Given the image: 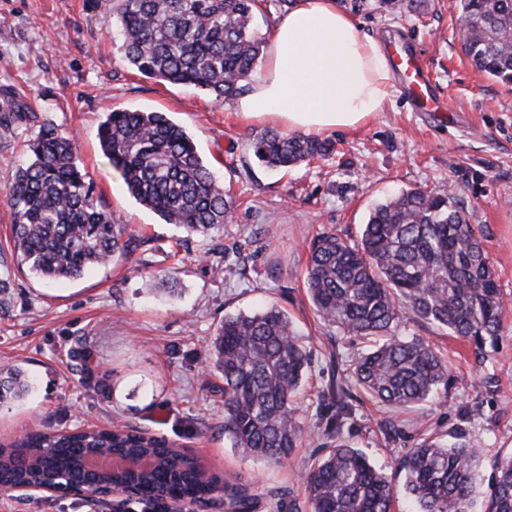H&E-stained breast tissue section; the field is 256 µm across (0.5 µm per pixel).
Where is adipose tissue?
Instances as JSON below:
<instances>
[{"label": "adipose tissue", "mask_w": 512, "mask_h": 512, "mask_svg": "<svg viewBox=\"0 0 512 512\" xmlns=\"http://www.w3.org/2000/svg\"><path fill=\"white\" fill-rule=\"evenodd\" d=\"M395 94L381 44L336 0H294L277 16L262 72L235 110L248 121L320 135L362 126Z\"/></svg>", "instance_id": "obj_1"}]
</instances>
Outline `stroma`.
Listing matches in <instances>:
<instances>
[{
    "label": "stroma",
    "instance_id": "stroma-1",
    "mask_svg": "<svg viewBox=\"0 0 512 512\" xmlns=\"http://www.w3.org/2000/svg\"><path fill=\"white\" fill-rule=\"evenodd\" d=\"M382 46L419 50L446 119L396 94L355 130L328 137L334 152L290 168L254 157L233 100L146 78L124 59L112 14L97 0H0V374L22 368L23 400L0 406V442L34 431L131 426L191 450L254 497V512H294L322 455L335 410L327 391L350 380L370 347L315 314L306 292L308 246L348 242L377 203L409 188L455 186L482 234L497 283L512 302V91L474 68L460 44L455 0H414L395 16L378 0H337ZM160 111L183 126L233 200V220L187 235L140 205L104 157L97 131L115 109ZM77 137V163L102 207L143 244L77 280L47 281L13 253L9 189L47 126ZM276 306L297 323L312 361L296 397L304 437L288 462L241 457L224 439V380L210 343L224 316ZM398 336L432 344L450 369L446 397L422 409L385 406L353 389L341 436L403 485L395 464L427 438L476 445L481 481L512 453V315L497 345L476 351L424 322ZM115 498L0 491V512H114Z\"/></svg>",
    "mask_w": 512,
    "mask_h": 512
}]
</instances>
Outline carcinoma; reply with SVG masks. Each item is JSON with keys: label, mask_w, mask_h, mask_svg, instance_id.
Here are the masks:
<instances>
[{"label": "carcinoma", "mask_w": 512, "mask_h": 512, "mask_svg": "<svg viewBox=\"0 0 512 512\" xmlns=\"http://www.w3.org/2000/svg\"><path fill=\"white\" fill-rule=\"evenodd\" d=\"M261 0H105L124 58L158 82L232 98L256 71L266 39L254 24ZM472 65L512 85V0H456ZM104 156L129 193L167 224L189 234L218 230L233 203L192 137L163 112L115 109L98 127ZM255 158L288 168L329 155L330 141L265 129L249 138ZM76 138L53 127L29 144L31 161L10 190L13 249L46 280L78 279L143 241L94 197L76 163ZM308 298L321 319L345 333L375 339L353 375L379 402L416 408L448 388V363L422 339L395 333L404 318L448 330L481 351L500 336L512 311L484 246L451 186L414 188L377 204L350 244L334 233L315 237L306 269ZM309 364L295 322L276 306L227 315L212 341L211 367L224 378V439L245 458L282 462L302 429L294 397ZM29 381L18 369L0 376V403L20 399ZM349 393L336 388V445L307 476L309 512H394L397 491L368 457L340 438ZM99 448L147 456L134 481L147 501H210L217 486L202 479L200 460L153 436L128 430L35 432L0 444V491L37 484L51 473L72 485L88 477L86 458ZM479 449L425 440L399 460L416 512H471ZM224 508L246 512L249 499L224 481ZM484 512H512V455L494 465Z\"/></svg>", "instance_id": "obj_1"}]
</instances>
